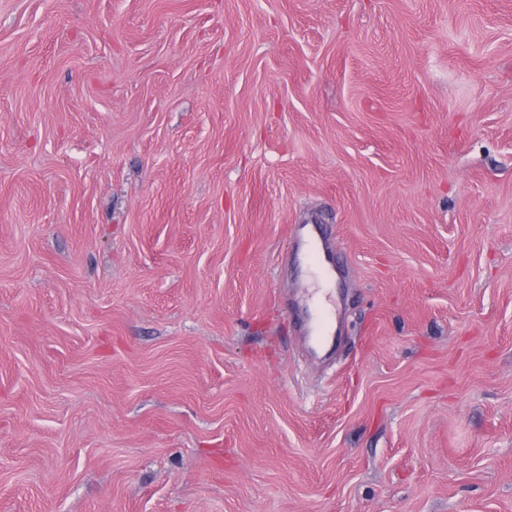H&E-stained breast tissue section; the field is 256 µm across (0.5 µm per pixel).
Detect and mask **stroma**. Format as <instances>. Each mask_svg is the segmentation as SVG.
<instances>
[{
	"label": "stroma",
	"mask_w": 512,
	"mask_h": 512,
	"mask_svg": "<svg viewBox=\"0 0 512 512\" xmlns=\"http://www.w3.org/2000/svg\"><path fill=\"white\" fill-rule=\"evenodd\" d=\"M0 512H512V0H0ZM332 252L330 241L324 236L319 224H312L308 234L306 260L314 263L319 277L326 280L330 275L326 253Z\"/></svg>",
	"instance_id": "stroma-1"
}]
</instances>
